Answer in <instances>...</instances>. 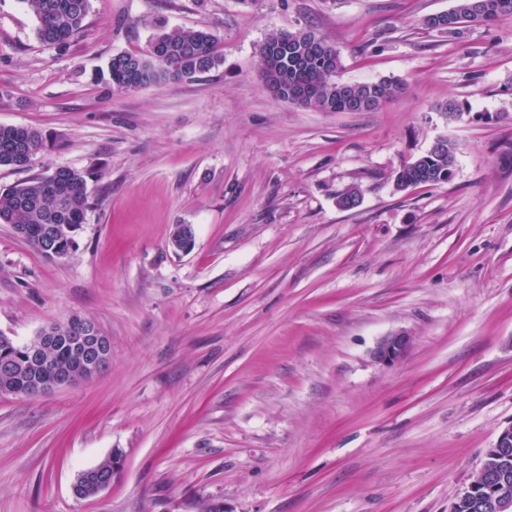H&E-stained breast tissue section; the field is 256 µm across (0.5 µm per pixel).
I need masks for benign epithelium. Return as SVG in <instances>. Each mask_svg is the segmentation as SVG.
<instances>
[{
  "label": "benign epithelium",
  "mask_w": 512,
  "mask_h": 512,
  "mask_svg": "<svg viewBox=\"0 0 512 512\" xmlns=\"http://www.w3.org/2000/svg\"><path fill=\"white\" fill-rule=\"evenodd\" d=\"M43 241V249L55 257L61 258L69 254L74 245V238L68 239V244L58 240L57 229L53 224H47L39 232ZM194 228L190 224L181 225L179 231L171 238L169 246L176 253H188L194 246ZM411 343V337L404 333L394 334L384 339L375 349L374 359L386 366L398 362ZM60 344L68 345L80 355L83 370L75 374L66 368H57L50 381L43 383L39 380L32 383L31 395L38 397L51 391L75 386L96 376L108 365L111 358V348L103 337L98 326L85 318L71 316L62 324H54L42 329L29 343L26 352L29 361L38 367L47 363L48 348ZM512 446V423L502 427L498 434L497 445L486 449L484 457L487 466L479 467L477 473L463 489H461L450 506V512H459L465 504L478 499L484 512H512V494L508 493L509 481L492 465L493 458L500 448ZM94 481L98 491L112 486V480L89 468L80 472L73 484Z\"/></svg>",
  "instance_id": "obj_1"
}]
</instances>
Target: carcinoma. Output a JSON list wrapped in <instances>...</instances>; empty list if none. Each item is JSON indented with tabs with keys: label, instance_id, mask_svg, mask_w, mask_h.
I'll list each match as a JSON object with an SVG mask.
<instances>
[{
	"label": "carcinoma",
	"instance_id": "obj_1",
	"mask_svg": "<svg viewBox=\"0 0 512 512\" xmlns=\"http://www.w3.org/2000/svg\"><path fill=\"white\" fill-rule=\"evenodd\" d=\"M37 21L38 39L47 46L63 47L84 31L90 0H23ZM451 22L439 30L457 35L471 25H490L512 20V0H455L446 12ZM216 37L207 30L171 28L160 21L154 26L147 54L121 53L109 62L112 88L133 91L148 85H163L191 78L216 68L222 58L215 50ZM260 81L271 95L281 99L288 91L308 95L305 106L323 112H348L350 100L359 95L365 104L359 112H372L398 96L404 84L393 80L345 83L337 79L342 64L336 48L312 31H273L259 47ZM31 146L32 156L45 148L46 137L32 126L0 125V166L22 167L13 146L18 140ZM455 147L446 139L418 159L401 164L394 171L396 185L408 188L446 182L452 175ZM88 172L57 168L48 175L31 178L0 191V224H27L40 229L44 224H82L88 206ZM56 361L73 369L79 358L68 347L50 350ZM11 366L0 371V385L19 390L33 380L24 346L0 343V363Z\"/></svg>",
	"mask_w": 512,
	"mask_h": 512
}]
</instances>
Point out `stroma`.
<instances>
[{
	"label": "stroma",
	"instance_id": "obj_1",
	"mask_svg": "<svg viewBox=\"0 0 512 512\" xmlns=\"http://www.w3.org/2000/svg\"><path fill=\"white\" fill-rule=\"evenodd\" d=\"M453 4L90 0L83 34L50 48L0 0V124L49 141L0 188L90 173L68 256L0 224V333L80 315L112 345L92 381L0 396V512H448L512 422V20L422 26ZM159 18L215 34L221 65L113 89L110 59L147 52ZM274 30L334 45L341 81L405 90L372 112L275 99ZM440 139L451 178L398 188ZM400 332L401 360L376 362ZM114 452L111 487L76 498ZM410 343L411 336L404 333L388 336L375 349L374 359L382 365H393L402 358Z\"/></svg>",
	"mask_w": 512,
	"mask_h": 512
}]
</instances>
